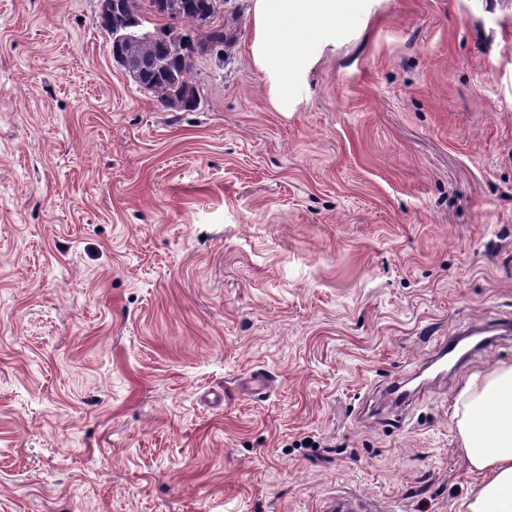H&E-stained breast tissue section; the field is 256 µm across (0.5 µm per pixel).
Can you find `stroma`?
<instances>
[{
    "instance_id": "stroma-1",
    "label": "stroma",
    "mask_w": 512,
    "mask_h": 512,
    "mask_svg": "<svg viewBox=\"0 0 512 512\" xmlns=\"http://www.w3.org/2000/svg\"><path fill=\"white\" fill-rule=\"evenodd\" d=\"M97 4L0 0V512H461L512 339L382 388L512 319V0H356L284 111L227 0L193 112ZM471 330V333L466 336H481L486 332H496V336H511L512 334V321L509 319L507 322L499 323L494 326H486L483 324H476L470 326L468 329H456L448 336V342L443 343L436 353V359L431 360V364L441 359H447L448 355L453 353L457 345V336H461L464 332ZM408 384V379L395 377L389 380L385 386V395L391 405L405 406L411 402L414 395L407 387Z\"/></svg>"
}]
</instances>
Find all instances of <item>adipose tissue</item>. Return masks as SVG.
I'll use <instances>...</instances> for the list:
<instances>
[{"instance_id":"ef3b65f1","label":"adipose tissue","mask_w":512,"mask_h":512,"mask_svg":"<svg viewBox=\"0 0 512 512\" xmlns=\"http://www.w3.org/2000/svg\"><path fill=\"white\" fill-rule=\"evenodd\" d=\"M353 0H252V62L270 80L272 100L285 107L291 87L315 59L310 35L335 39ZM456 427L465 457L481 478L467 512H512V363L469 376Z\"/></svg>"}]
</instances>
